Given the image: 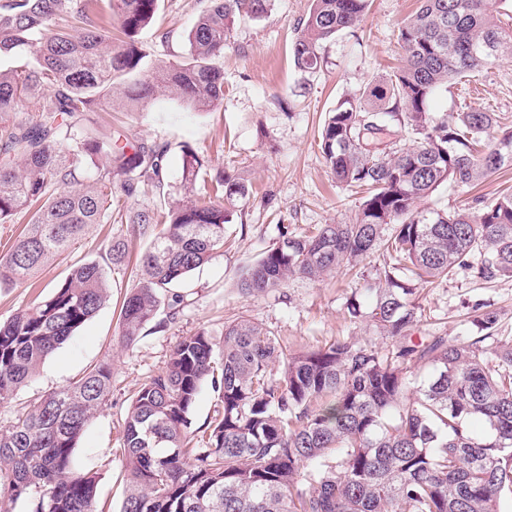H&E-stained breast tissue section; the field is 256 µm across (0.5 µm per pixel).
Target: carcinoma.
<instances>
[{
    "mask_svg": "<svg viewBox=\"0 0 512 512\" xmlns=\"http://www.w3.org/2000/svg\"><path fill=\"white\" fill-rule=\"evenodd\" d=\"M0 0V56L29 53L19 70H0V224L24 218L0 255V287L26 283L96 224L125 222L151 239L140 278L119 312L133 342L160 297L224 250L233 210L247 185L223 171L209 176L183 151V197L133 209L141 184L166 200L167 148L100 136L89 119L122 88L140 105L164 89L198 111L224 101L219 61L235 25L258 19L273 0H211L187 34L179 60L145 66L135 37L158 0ZM397 30L401 66L368 82L329 113L320 149L337 181L361 193L355 221L320 224L284 236L241 283L248 295L294 279L316 281L382 251L389 262L348 313L395 340L383 352L370 339L336 340L298 353L261 324H224L215 350L200 329L171 347L165 366L134 393L120 445L128 485L121 512H506L512 506V336L496 315L477 313V335L450 341L415 336L414 295L469 269L489 281L512 278V193L489 205L420 208L449 182L472 185L512 166V130L492 139L491 112L432 120L429 101L455 77L512 59V25L492 0H419ZM369 0H310L292 46L295 67L315 73L319 49L354 31ZM81 29L75 38L67 27ZM33 113L32 120L5 116ZM406 138L383 140L390 126ZM128 240L109 239L102 261L83 263L34 306L0 322V405L109 299L108 271L120 270ZM428 367L416 383L413 369ZM222 410L201 432L190 414L204 384ZM112 390V367L88 368L0 427V512H98L95 474L74 454ZM479 418L486 430L477 431Z\"/></svg>",
    "mask_w": 512,
    "mask_h": 512,
    "instance_id": "obj_1",
    "label": "carcinoma"
}]
</instances>
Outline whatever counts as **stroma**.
Returning <instances> with one entry per match:
<instances>
[{
    "instance_id": "obj_1",
    "label": "stroma",
    "mask_w": 512,
    "mask_h": 512,
    "mask_svg": "<svg viewBox=\"0 0 512 512\" xmlns=\"http://www.w3.org/2000/svg\"><path fill=\"white\" fill-rule=\"evenodd\" d=\"M208 4L209 0H159L156 22L140 35V47L155 56L179 58L187 49V32ZM309 6V0H275L268 15L236 25L224 50V101L215 110L197 112L159 92L138 107L115 98L112 106H101L91 115L101 133L167 146L169 185L179 186L182 150L188 147L212 171H233L249 188L226 227L223 252L179 285V305L161 297L156 319L163 322V330L149 325L133 343L123 342L119 305L137 284L138 271L132 265L114 271L106 304L46 359L31 383L0 406V426H5L38 396L68 385L91 366L111 364L108 405L89 422L75 448L81 466L98 476L100 512L121 509L126 476L118 448L130 400L149 376L161 370L179 337L203 328L219 344L225 322L243 316L274 332L295 351L370 335L380 350L393 346L391 339L375 336L367 321L350 318L346 309L354 289L363 287L383 266L381 254L319 281L293 280L251 296L240 288L246 270L282 241L284 233L354 220L358 199L336 183L327 167L319 148L321 127L341 100L398 66L394 33L417 4L372 0L356 33H342L324 44L323 68L305 74L294 66L291 45ZM163 31L170 34L165 46L158 39ZM476 110L494 113L497 129L512 127V61L469 80L450 81L430 103L436 120ZM510 187L512 166L472 187L442 186L424 205L445 211L468 208L475 197L491 202ZM113 236L127 238L134 256L149 244L134 234L131 225H100L47 265L35 285L0 288V320L38 303L73 267L100 260ZM416 300L423 309L417 334L437 333L452 340L475 335L471 316L479 304L496 313L502 335L512 336V278L483 281L460 270L436 287L420 289Z\"/></svg>"
}]
</instances>
